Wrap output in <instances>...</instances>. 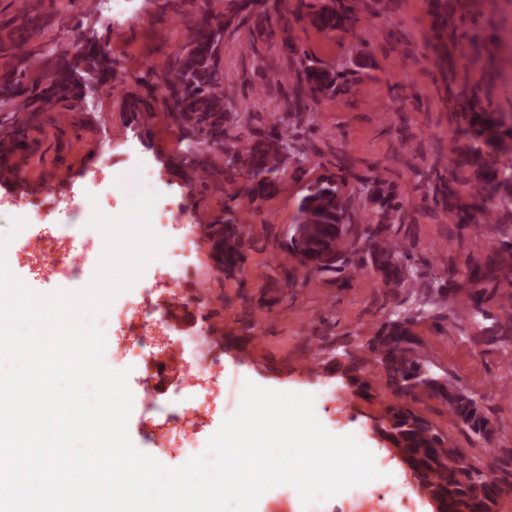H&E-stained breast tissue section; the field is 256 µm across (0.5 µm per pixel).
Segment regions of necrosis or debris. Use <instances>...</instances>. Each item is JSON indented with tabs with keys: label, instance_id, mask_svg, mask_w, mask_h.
<instances>
[{
	"label": "necrosis or debris",
	"instance_id": "4bbe7bcc",
	"mask_svg": "<svg viewBox=\"0 0 512 512\" xmlns=\"http://www.w3.org/2000/svg\"><path fill=\"white\" fill-rule=\"evenodd\" d=\"M147 172H128L124 176L109 179L104 194L96 201H66L70 211L80 214L81 223L65 225L58 236L51 239L14 237L7 248V260L14 263L38 265L48 272L65 268L68 281L93 276L97 259L72 254L70 243L74 237H85L94 241L96 248H103L101 233L87 224L93 209H106L110 204L111 191L130 194L139 188H149ZM122 308L109 309L101 319L104 331H111L114 321L128 325L132 344L117 354L104 356L105 364L112 370L131 369L142 383H149L159 362L176 361L180 376L172 396L168 399V412L164 423L169 431L177 433L179 440L173 444L158 443L160 456H173L180 462H188L203 454L209 440L204 429L211 418L219 390L224 387L223 373L219 361L199 358L203 334L184 335L174 325V312L169 303H148L142 295L141 284H134L125 294Z\"/></svg>",
	"mask_w": 512,
	"mask_h": 512
}]
</instances>
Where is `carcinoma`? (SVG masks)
Here are the masks:
<instances>
[{"instance_id": "carcinoma-1", "label": "carcinoma", "mask_w": 512, "mask_h": 512, "mask_svg": "<svg viewBox=\"0 0 512 512\" xmlns=\"http://www.w3.org/2000/svg\"><path fill=\"white\" fill-rule=\"evenodd\" d=\"M264 0H224V10L213 8V0H203V7L188 27L186 41L175 46L167 69L159 75L145 70L141 81L155 83L162 89L169 112L177 124L180 139H203L209 143L199 159L180 157V166L189 169L193 181L202 175L212 178L215 160L224 159V181L230 204L219 228L212 237L214 247H224L225 269L232 270L245 262L239 206L254 205L276 193L288 165L297 170L309 161L305 146L288 135V125L279 120L264 136L246 139L238 149H224V135L235 104L224 95V72L221 52L228 30L229 15L245 13L233 30L245 26L257 4ZM298 0H274L272 7L283 27L297 13ZM20 14L27 18L25 32L0 44V52L14 59V64L0 75V134L21 143L26 138L28 122L20 113L35 112V103L54 99L65 108L79 104L85 81L92 78L106 90H112V58L90 43L78 48L56 46L54 62L45 78L29 82L28 63L38 55L31 40L41 28L39 19L30 17L28 0H18ZM322 30L338 36L354 33L359 18L345 0H321L311 15ZM349 72L325 67L308 56L299 59L294 72L296 87L282 112H315L320 101L346 82ZM462 133L469 178L467 191L489 206L476 208L475 224H489L498 233L502 219L512 218V123L493 112L478 109L472 103L463 106ZM372 205L367 221H359L352 208L355 188L336 173L324 175L305 186L293 223L301 225L303 235L289 245L298 259L304 276L314 272H334L349 284L360 273H370L385 291L405 287L415 275L412 267L400 259L407 257L405 239L397 226L402 223L401 205L395 189L379 180L359 185ZM459 280L433 281L428 288L427 304L443 305L448 295L465 290L464 307L476 325L485 327L487 343L512 346V324L503 326L486 306L488 285L507 282L512 286V236L492 245V255L485 263L466 260L458 271ZM416 318L402 311L390 312L373 336L359 345V354L344 352L355 362H369L379 370L386 388L395 401L385 407L380 417L383 438L409 465L438 507L447 512H500L504 499L512 496V482L498 476L512 472V453L491 455L486 464L475 465L465 449L458 447L444 432L416 413L413 403L437 400L448 406V413L472 437L486 443L496 430L483 405L484 398L466 390L449 373H437L424 352L425 343L414 333Z\"/></svg>"}]
</instances>
